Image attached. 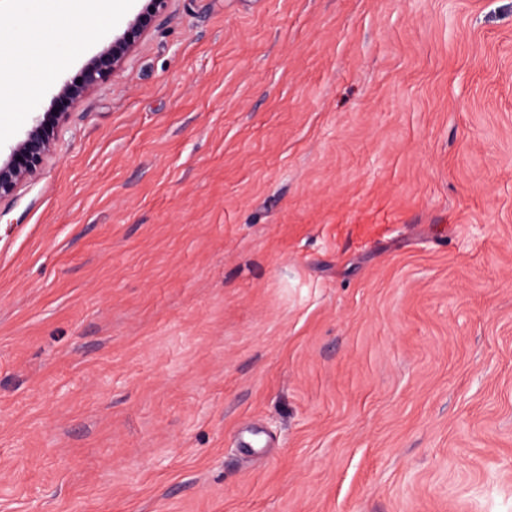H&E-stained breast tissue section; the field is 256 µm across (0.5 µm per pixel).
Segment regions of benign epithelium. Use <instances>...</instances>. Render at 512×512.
<instances>
[{
  "mask_svg": "<svg viewBox=\"0 0 512 512\" xmlns=\"http://www.w3.org/2000/svg\"><path fill=\"white\" fill-rule=\"evenodd\" d=\"M175 0H144L142 9L129 20L126 29L113 37L85 65L81 82L60 87L57 97L69 107L80 101L100 83L123 73L140 44L151 34L157 21L170 11ZM68 111L44 112L35 117L25 137L9 147L6 160L0 161V205H9L55 157V141L69 121Z\"/></svg>",
  "mask_w": 512,
  "mask_h": 512,
  "instance_id": "1",
  "label": "benign epithelium"
}]
</instances>
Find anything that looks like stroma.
<instances>
[{
	"instance_id": "obj_1",
	"label": "stroma",
	"mask_w": 512,
	"mask_h": 512,
	"mask_svg": "<svg viewBox=\"0 0 512 512\" xmlns=\"http://www.w3.org/2000/svg\"><path fill=\"white\" fill-rule=\"evenodd\" d=\"M0 512H512V0H176L0 213Z\"/></svg>"
}]
</instances>
